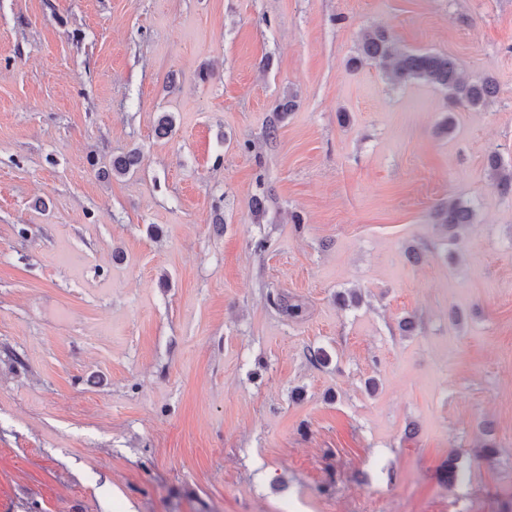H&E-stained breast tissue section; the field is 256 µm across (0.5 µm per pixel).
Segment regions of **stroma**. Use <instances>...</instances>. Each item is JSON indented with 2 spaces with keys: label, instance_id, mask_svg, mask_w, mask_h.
Returning <instances> with one entry per match:
<instances>
[{
  "label": "stroma",
  "instance_id": "1",
  "mask_svg": "<svg viewBox=\"0 0 512 512\" xmlns=\"http://www.w3.org/2000/svg\"><path fill=\"white\" fill-rule=\"evenodd\" d=\"M366 27L498 99L348 67ZM493 149L512 0H0V512H512ZM476 216L474 205L460 199L440 203L433 212L434 224H439L450 240L457 238L460 229L474 224Z\"/></svg>",
  "mask_w": 512,
  "mask_h": 512
}]
</instances>
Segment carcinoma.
<instances>
[{
	"instance_id": "cac0c4a2",
	"label": "carcinoma",
	"mask_w": 512,
	"mask_h": 512,
	"mask_svg": "<svg viewBox=\"0 0 512 512\" xmlns=\"http://www.w3.org/2000/svg\"><path fill=\"white\" fill-rule=\"evenodd\" d=\"M371 62L386 70L392 82L405 86L424 82L446 92L455 106L477 108L498 97L500 88L492 77L466 80L459 74V66L452 58L432 52H403L385 31L363 32L359 42V56L349 62L354 67ZM137 152L112 159V174L125 176L138 164ZM486 172L501 194L512 196V164L503 163L500 153L492 150L487 155ZM434 223L440 225L448 239L457 238L460 229L476 222L472 203L460 199L439 204L433 212Z\"/></svg>"
}]
</instances>
